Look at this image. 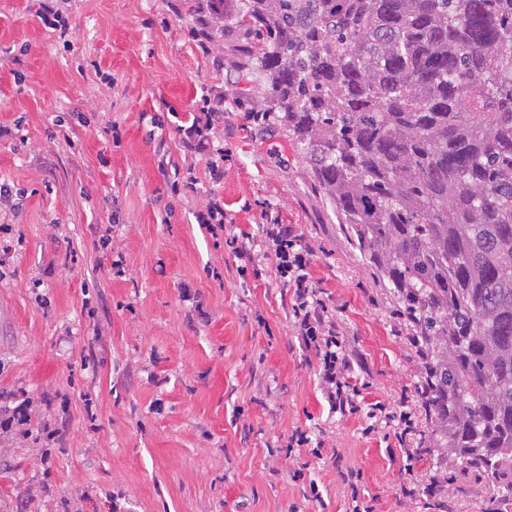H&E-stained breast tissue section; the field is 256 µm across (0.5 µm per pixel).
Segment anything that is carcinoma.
Wrapping results in <instances>:
<instances>
[{
  "label": "carcinoma",
  "mask_w": 512,
  "mask_h": 512,
  "mask_svg": "<svg viewBox=\"0 0 512 512\" xmlns=\"http://www.w3.org/2000/svg\"><path fill=\"white\" fill-rule=\"evenodd\" d=\"M424 349L430 438L512 505V0H211Z\"/></svg>",
  "instance_id": "carcinoma-1"
}]
</instances>
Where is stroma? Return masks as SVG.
Masks as SVG:
<instances>
[{
    "instance_id": "stroma-1",
    "label": "stroma",
    "mask_w": 512,
    "mask_h": 512,
    "mask_svg": "<svg viewBox=\"0 0 512 512\" xmlns=\"http://www.w3.org/2000/svg\"><path fill=\"white\" fill-rule=\"evenodd\" d=\"M208 3L56 0L63 36L39 0H0V179L25 197L0 212V407L31 406L29 436L0 431V512H306L313 483L325 512H347L350 470L376 512H494L492 483L428 439L423 360L392 291L289 138L254 120L263 85L237 79L222 40L197 47ZM214 95L219 182L176 130ZM190 167L195 189L174 193ZM213 198L256 253L267 220L301 228L364 401L411 413L405 442L330 409L270 261L241 284L223 238L197 224ZM298 428L321 457L289 454ZM50 2L49 0L41 1L37 11L38 18L46 27L59 30L60 35L64 36L69 30L68 21L59 14L58 10L54 9V6Z\"/></svg>"
}]
</instances>
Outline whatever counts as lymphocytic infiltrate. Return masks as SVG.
<instances>
[{"label":"lymphocytic infiltrate","mask_w":512,"mask_h":512,"mask_svg":"<svg viewBox=\"0 0 512 512\" xmlns=\"http://www.w3.org/2000/svg\"><path fill=\"white\" fill-rule=\"evenodd\" d=\"M223 120L224 99L218 96L199 111L191 113L189 121L178 126L184 147L209 159L210 133ZM207 168L212 179L223 178L224 170L216 162L209 159ZM195 219L211 233H223L239 261L237 273L240 278L257 273L259 263L250 247L251 233L225 223L220 200H211L197 212ZM261 232L279 281L292 290L293 327L305 348L311 350L316 358L322 391L331 409L342 414L356 411L360 406V390L354 380V363L346 351L334 315L308 282L313 249L304 244L299 229L289 224H265Z\"/></svg>","instance_id":"lymphocytic-infiltrate-1"}]
</instances>
